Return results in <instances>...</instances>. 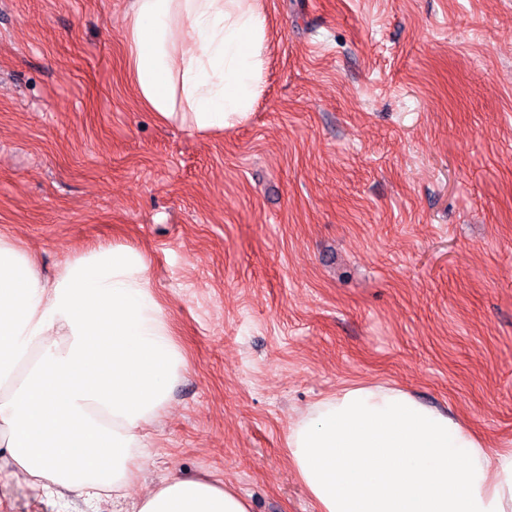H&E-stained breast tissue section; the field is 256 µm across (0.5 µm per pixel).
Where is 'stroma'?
I'll list each match as a JSON object with an SVG mask.
<instances>
[{
  "label": "stroma",
  "instance_id": "obj_1",
  "mask_svg": "<svg viewBox=\"0 0 512 512\" xmlns=\"http://www.w3.org/2000/svg\"><path fill=\"white\" fill-rule=\"evenodd\" d=\"M131 0H0V235L53 274L138 248L185 370L123 506L168 479L317 512L289 428L384 383L512 450V0H260L263 92L163 123ZM0 512H113L0 485Z\"/></svg>",
  "mask_w": 512,
  "mask_h": 512
}]
</instances>
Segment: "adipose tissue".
Listing matches in <instances>:
<instances>
[{
	"instance_id": "adipose-tissue-1",
	"label": "adipose tissue",
	"mask_w": 512,
	"mask_h": 512,
	"mask_svg": "<svg viewBox=\"0 0 512 512\" xmlns=\"http://www.w3.org/2000/svg\"><path fill=\"white\" fill-rule=\"evenodd\" d=\"M257 0H133L126 58L142 105L194 132L235 127L262 91ZM184 357L147 258L97 243L44 276L0 236V467L46 497L120 499L143 427ZM288 458L318 512H512V451L409 393L350 385L290 427ZM136 512H249L234 488L175 478Z\"/></svg>"
}]
</instances>
